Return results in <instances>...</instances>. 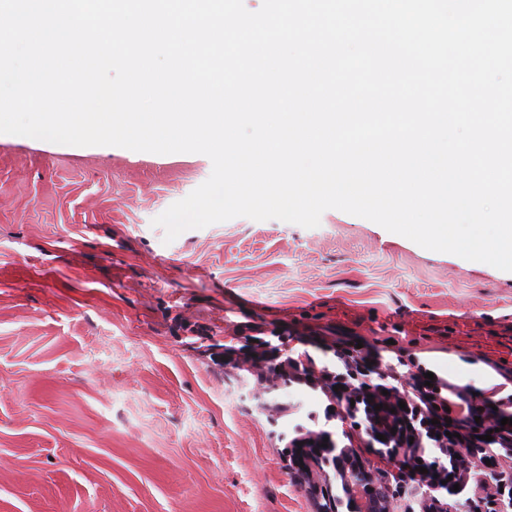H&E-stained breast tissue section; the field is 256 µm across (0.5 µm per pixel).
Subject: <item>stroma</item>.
<instances>
[{
    "instance_id": "35a3bbf8",
    "label": "stroma",
    "mask_w": 512,
    "mask_h": 512,
    "mask_svg": "<svg viewBox=\"0 0 512 512\" xmlns=\"http://www.w3.org/2000/svg\"><path fill=\"white\" fill-rule=\"evenodd\" d=\"M210 159L0 134V512H315L198 344L330 328L512 394V272L326 210L166 241Z\"/></svg>"
}]
</instances>
